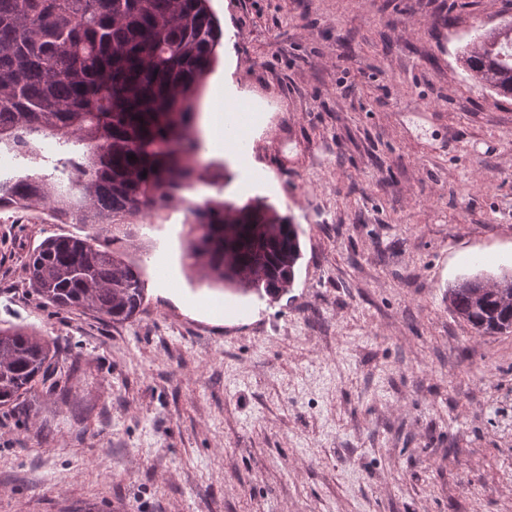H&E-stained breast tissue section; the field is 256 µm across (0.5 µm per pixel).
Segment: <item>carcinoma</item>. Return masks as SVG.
I'll list each match as a JSON object with an SVG mask.
<instances>
[{
	"label": "carcinoma",
	"mask_w": 512,
	"mask_h": 512,
	"mask_svg": "<svg viewBox=\"0 0 512 512\" xmlns=\"http://www.w3.org/2000/svg\"><path fill=\"white\" fill-rule=\"evenodd\" d=\"M224 33L207 0H0V154L26 169L0 175V208L45 211L59 224L116 229L181 198L200 178L195 100ZM458 60L512 97V19L476 33ZM78 143L52 172L44 140ZM134 158H128V155ZM190 258L226 288L270 297L291 287L298 225L262 200L188 203ZM33 293L57 308L123 322L143 305L140 264L96 234L42 241L28 257ZM451 312L476 332H512V274L448 288ZM55 351L0 330V406L44 380Z\"/></svg>",
	"instance_id": "obj_1"
}]
</instances>
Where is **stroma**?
Instances as JSON below:
<instances>
[{
	"mask_svg": "<svg viewBox=\"0 0 512 512\" xmlns=\"http://www.w3.org/2000/svg\"><path fill=\"white\" fill-rule=\"evenodd\" d=\"M209 7L224 37L185 197L290 217L294 284L200 283L175 203L102 231L145 268L135 318L59 309L27 259L86 227L0 210V327L54 346L57 384L0 406V512H512V333L448 308L459 278L512 270V98L457 62L512 0ZM220 77L258 107L260 179L211 140Z\"/></svg>",
	"mask_w": 512,
	"mask_h": 512,
	"instance_id": "stroma-1",
	"label": "stroma"
}]
</instances>
